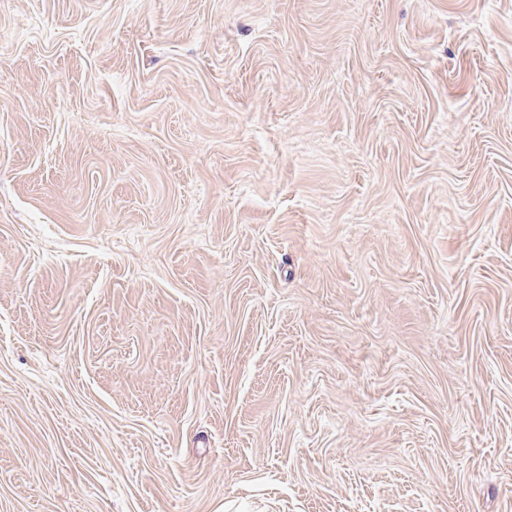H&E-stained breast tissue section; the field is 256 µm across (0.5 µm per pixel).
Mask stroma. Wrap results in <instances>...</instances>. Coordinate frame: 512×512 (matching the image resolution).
I'll list each match as a JSON object with an SVG mask.
<instances>
[{
  "instance_id": "stroma-1",
  "label": "stroma",
  "mask_w": 512,
  "mask_h": 512,
  "mask_svg": "<svg viewBox=\"0 0 512 512\" xmlns=\"http://www.w3.org/2000/svg\"><path fill=\"white\" fill-rule=\"evenodd\" d=\"M0 512H512V0H0Z\"/></svg>"
}]
</instances>
